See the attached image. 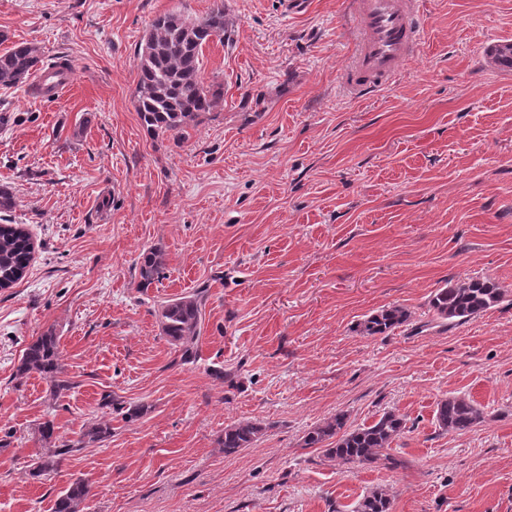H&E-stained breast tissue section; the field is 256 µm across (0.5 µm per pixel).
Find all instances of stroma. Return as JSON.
<instances>
[{
	"instance_id": "obj_1",
	"label": "stroma",
	"mask_w": 512,
	"mask_h": 512,
	"mask_svg": "<svg viewBox=\"0 0 512 512\" xmlns=\"http://www.w3.org/2000/svg\"><path fill=\"white\" fill-rule=\"evenodd\" d=\"M214 0H0V53L32 41L68 62L61 99L0 86V186L35 244L0 289V512H53L75 478L84 512H512V0H420L427 37L373 97L340 86L356 34L350 0H224L223 41L201 76L224 99L186 136L151 135L136 111L138 47L158 15ZM160 248L150 288L136 262ZM488 278L505 296L450 324L430 301ZM206 287L197 357L181 363L162 302ZM400 306L403 325L363 333ZM59 338L74 389L52 399L16 378L24 349ZM142 407L133 420L102 394ZM472 400L468 431L439 400ZM407 420L391 463L304 447L336 414L356 428ZM93 422L112 435L35 477L39 428ZM264 433L235 455L225 427ZM480 410L469 400L448 397L436 404L435 419L445 431L461 432L481 421Z\"/></svg>"
}]
</instances>
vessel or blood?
<instances>
[{"label": "vessel or blood", "instance_id": "vessel-or-blood-1", "mask_svg": "<svg viewBox=\"0 0 512 512\" xmlns=\"http://www.w3.org/2000/svg\"><path fill=\"white\" fill-rule=\"evenodd\" d=\"M350 17L358 33L345 78L351 91L374 95L397 75L425 38L414 0H351ZM74 82L71 69L47 70L35 83L52 99L62 98Z\"/></svg>", "mask_w": 512, "mask_h": 512}]
</instances>
